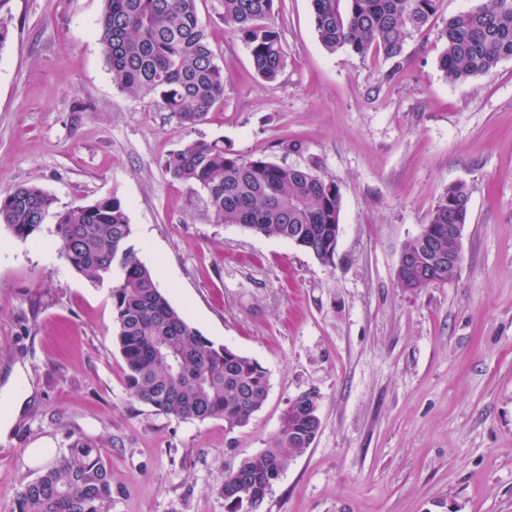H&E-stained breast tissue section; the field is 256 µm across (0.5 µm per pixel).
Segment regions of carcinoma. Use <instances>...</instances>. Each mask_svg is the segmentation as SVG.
Masks as SVG:
<instances>
[{
	"label": "carcinoma",
	"mask_w": 512,
	"mask_h": 512,
	"mask_svg": "<svg viewBox=\"0 0 512 512\" xmlns=\"http://www.w3.org/2000/svg\"><path fill=\"white\" fill-rule=\"evenodd\" d=\"M345 7H340V2ZM99 43L122 91L151 96L184 127L204 121L224 100V69L215 62L198 0H104ZM275 0H224V27L249 50L256 74L274 82L285 65ZM440 0H312L315 28L324 47L361 58L372 52L393 60L427 27ZM439 66L453 84L491 73L512 58V0H478L439 32ZM174 180L200 187L218 224L299 242L325 264L333 262L340 193L315 166L279 165L248 158L224 141H193L163 163ZM471 190L448 185L426 225L465 224ZM54 198L36 185L0 190V226L26 241L37 237ZM55 248L73 270L95 285H109L114 342L124 359L125 382L137 401L177 420L220 418L246 426L267 400L265 369L229 352L191 326L158 287L155 273L137 257L126 206L116 196L55 212ZM312 393L289 405L283 428L262 453L224 478L226 512H241L230 489L240 480L259 487L248 512H260L264 489L274 484L292 454L310 448L306 405ZM11 512H112V473L96 442L71 440L43 472L25 483Z\"/></svg>",
	"instance_id": "cac0c4a2"
}]
</instances>
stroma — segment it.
<instances>
[{"instance_id": "obj_1", "label": "stroma", "mask_w": 512, "mask_h": 512, "mask_svg": "<svg viewBox=\"0 0 512 512\" xmlns=\"http://www.w3.org/2000/svg\"><path fill=\"white\" fill-rule=\"evenodd\" d=\"M473 0H440L400 61L328 52L311 0H276L285 51L257 77L224 30V0H198L224 100L180 125L112 82L98 40L104 0H11L0 47V188L35 184L57 208L115 196L130 244L188 323L267 371L242 428L176 420L134 399L114 344L109 287L52 246L0 227V512L66 448L95 440L112 512H224L228 470L267 448L299 394L320 430L289 458L263 512H512V59L460 85L438 33ZM244 156L318 164L339 187L332 264L275 237L215 223L204 191L163 161L198 140ZM471 188L456 275L396 277L448 184Z\"/></svg>"}]
</instances>
